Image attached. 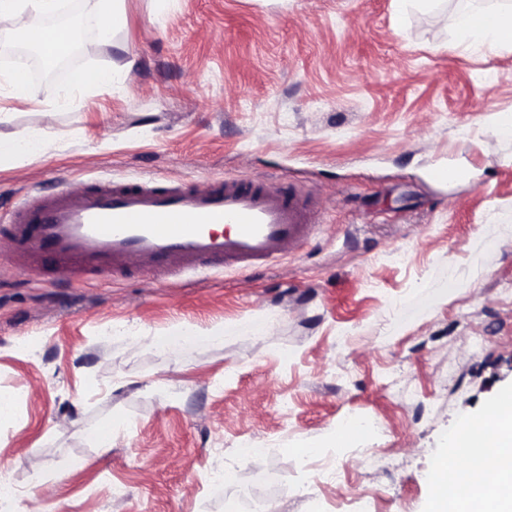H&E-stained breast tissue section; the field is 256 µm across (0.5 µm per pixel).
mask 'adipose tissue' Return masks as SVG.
<instances>
[{
	"mask_svg": "<svg viewBox=\"0 0 512 512\" xmlns=\"http://www.w3.org/2000/svg\"><path fill=\"white\" fill-rule=\"evenodd\" d=\"M455 27L464 44L492 50L512 48V11H464ZM450 453L468 448L473 495H460L447 481L446 464H439L432 476L430 512H512V396L497 401L491 419L481 428L465 423L448 439Z\"/></svg>",
	"mask_w": 512,
	"mask_h": 512,
	"instance_id": "1",
	"label": "adipose tissue"
}]
</instances>
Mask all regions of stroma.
Wrapping results in <instances>:
<instances>
[{
	"label": "stroma",
	"mask_w": 512,
	"mask_h": 512,
	"mask_svg": "<svg viewBox=\"0 0 512 512\" xmlns=\"http://www.w3.org/2000/svg\"><path fill=\"white\" fill-rule=\"evenodd\" d=\"M462 2L124 0L108 39L73 24L111 82L31 100L0 58V132L49 139L0 169V213L62 181L214 176L323 212L273 264L163 283L22 271L0 234V512H228L218 471L259 512H428L450 435L512 392V50L459 44ZM441 164L461 176L437 189ZM354 415L381 424L370 452L337 434Z\"/></svg>",
	"instance_id": "35a3bbf8"
}]
</instances>
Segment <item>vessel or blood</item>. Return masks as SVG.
<instances>
[{
	"label": "vessel or blood",
	"instance_id": "obj_1",
	"mask_svg": "<svg viewBox=\"0 0 512 512\" xmlns=\"http://www.w3.org/2000/svg\"><path fill=\"white\" fill-rule=\"evenodd\" d=\"M317 223L315 205L296 189L245 176L202 185L97 180L84 192L25 196L0 220L13 231L15 266L31 269L48 258L61 272L94 277L244 271L295 251Z\"/></svg>",
	"mask_w": 512,
	"mask_h": 512
}]
</instances>
